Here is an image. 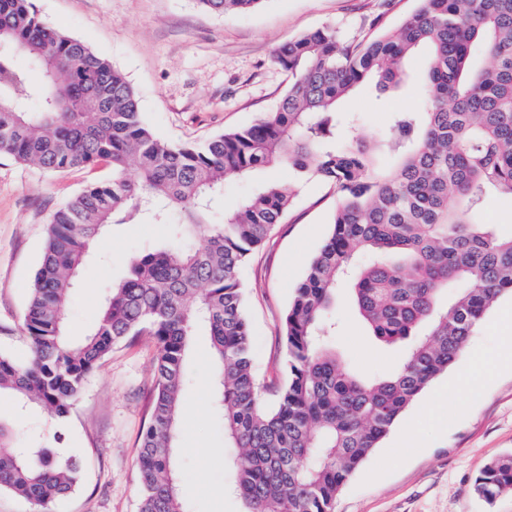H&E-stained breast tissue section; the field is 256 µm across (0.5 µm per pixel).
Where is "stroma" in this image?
<instances>
[{"label":"stroma","mask_w":512,"mask_h":512,"mask_svg":"<svg viewBox=\"0 0 512 512\" xmlns=\"http://www.w3.org/2000/svg\"><path fill=\"white\" fill-rule=\"evenodd\" d=\"M35 9L66 35L86 42L124 74L135 89L144 119L161 139L199 143L254 124L286 92L289 79L274 61L278 46L301 34L333 26L347 39L366 40L389 31L418 0H263L248 13L212 14L196 0H32ZM426 52L407 62L408 79L396 91L365 88L346 99L344 115L360 131L377 136L393 113L419 111V78ZM109 167L50 172L0 155V350L17 361L30 352L22 320L40 263L47 226L56 209L94 182L111 177ZM336 193L313 179L301 185L283 224L253 251L242 279L253 334L255 372L266 404L287 380L281 319L312 255L331 230ZM165 224H114L98 240L69 301L68 333L83 337L100 315L104 294L127 273V259L146 247L166 244ZM504 294L471 336L476 351L496 357L511 336L496 324ZM343 322L338 346L353 365L391 369L398 354L376 345L345 300L336 303ZM157 345L142 336L113 348L88 379L66 422L44 411L20 412L0 399V420L24 436L43 435L76 455L83 467L76 490L55 512H138L137 462L149 412ZM187 389L178 426L177 459L183 497L191 512H240L228 493L224 460L238 456L212 411L209 341L196 336L187 361ZM423 392L385 439L351 476L334 512H512V492L486 502L473 490L493 459L512 454V368L489 370L470 395L449 396L448 424L429 416ZM417 435L406 442L407 424Z\"/></svg>","instance_id":"35a3bbf8"}]
</instances>
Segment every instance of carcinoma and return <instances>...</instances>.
Listing matches in <instances>:
<instances>
[{
  "label": "carcinoma",
  "mask_w": 512,
  "mask_h": 512,
  "mask_svg": "<svg viewBox=\"0 0 512 512\" xmlns=\"http://www.w3.org/2000/svg\"><path fill=\"white\" fill-rule=\"evenodd\" d=\"M196 2L225 14L262 0ZM420 2L397 30L366 41L326 26L282 44L274 60L290 84L272 111L203 143L172 144L154 135L111 63L54 28L32 0H0V154L53 172L112 170L52 217L23 315L30 358L0 352V397L63 421L112 348L153 337L139 512H186L173 448L198 331L210 336L224 438L245 449L224 462L244 512H334L353 472L512 293V233L475 220L487 194L512 195V0ZM421 47L423 110L393 113L373 142L344 137L338 103L366 84L397 87ZM378 151L395 157L393 169H378ZM276 165L293 180L260 181L211 218L227 180ZM312 178L336 190V210L283 316L288 378L269 407L254 373L242 272ZM133 221L170 225L173 244L130 257L95 327L69 340L74 275L106 226ZM343 289L368 336L400 351L390 371L361 373L336 352ZM13 438L0 421V490L53 512L79 484L80 463L47 441ZM474 491L488 502L512 491V455L491 461Z\"/></svg>",
  "instance_id": "cac0c4a2"
}]
</instances>
